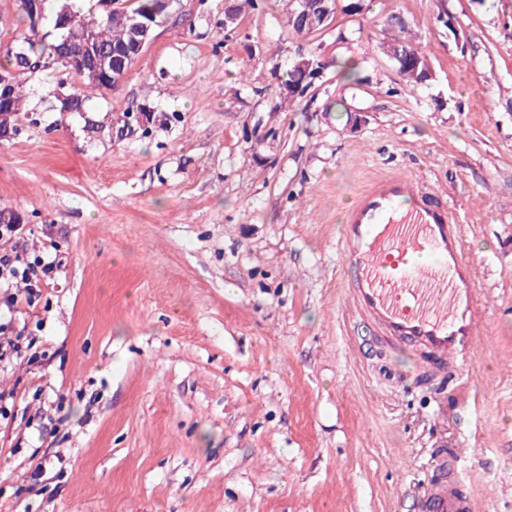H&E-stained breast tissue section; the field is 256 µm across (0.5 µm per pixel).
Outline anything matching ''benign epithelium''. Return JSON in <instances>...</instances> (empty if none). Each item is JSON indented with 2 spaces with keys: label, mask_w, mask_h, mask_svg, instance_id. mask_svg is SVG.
Masks as SVG:
<instances>
[{
  "label": "benign epithelium",
  "mask_w": 512,
  "mask_h": 512,
  "mask_svg": "<svg viewBox=\"0 0 512 512\" xmlns=\"http://www.w3.org/2000/svg\"><path fill=\"white\" fill-rule=\"evenodd\" d=\"M45 0H17V7L28 17V23L34 30H39L45 18ZM179 0H154L152 13L133 34L129 42L108 48L101 45L93 36L83 40L81 50L62 59L70 72L78 74L82 79L89 80L104 90L113 91L122 83L130 64L138 59L151 42L152 33L157 25V18L168 17L170 9ZM135 4V0H100L99 7L108 14L127 11ZM300 11H291V22L297 24L304 32H309L323 25L330 14L328 0H319L316 5L308 4V0H299ZM295 77L288 87V94L298 95L304 91L310 71L300 64L294 65ZM17 71L5 69L0 71V106L15 104L14 85ZM68 82L57 85L51 92L57 101L62 103L63 111L77 112L76 96L67 92Z\"/></svg>",
  "instance_id": "obj_1"
}]
</instances>
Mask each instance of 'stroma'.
Masks as SVG:
<instances>
[{"instance_id": "stroma-1", "label": "stroma", "mask_w": 512, "mask_h": 512, "mask_svg": "<svg viewBox=\"0 0 512 512\" xmlns=\"http://www.w3.org/2000/svg\"><path fill=\"white\" fill-rule=\"evenodd\" d=\"M338 3L299 34L285 0H180L81 112L30 79L0 210L61 273L15 320L37 360L0 371V512H416L455 447L475 512H512V0ZM393 15L430 85L379 50ZM301 55L323 69L291 98ZM386 172L445 191L487 303L444 403L345 298L340 226ZM391 29L398 34L393 41L380 44V49L384 53V47L387 45H404L411 53V59L406 60L404 63H397L399 73L409 83L422 85L428 83L432 79V70L428 64L427 57L415 46L412 45L413 39L411 37H402V34L408 33V26L401 18L394 17L389 21Z\"/></svg>"}]
</instances>
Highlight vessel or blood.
Here are the masks:
<instances>
[{
    "instance_id": "vessel-or-blood-1",
    "label": "vessel or blood",
    "mask_w": 512,
    "mask_h": 512,
    "mask_svg": "<svg viewBox=\"0 0 512 512\" xmlns=\"http://www.w3.org/2000/svg\"><path fill=\"white\" fill-rule=\"evenodd\" d=\"M347 300L382 346L409 350L421 380L454 381L475 355L486 303L464 230L444 199L410 175L384 174L357 194L340 228ZM428 254L430 265L417 255ZM458 449L442 448L420 486L419 512H473Z\"/></svg>"
}]
</instances>
